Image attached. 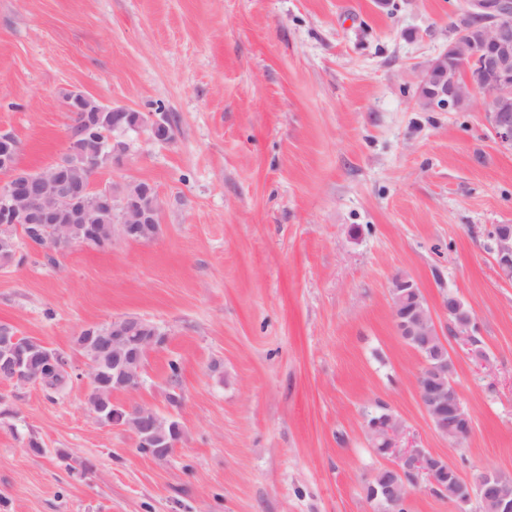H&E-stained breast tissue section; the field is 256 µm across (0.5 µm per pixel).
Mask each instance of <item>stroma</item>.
I'll return each instance as SVG.
<instances>
[{"label":"stroma","mask_w":512,"mask_h":512,"mask_svg":"<svg viewBox=\"0 0 512 512\" xmlns=\"http://www.w3.org/2000/svg\"><path fill=\"white\" fill-rule=\"evenodd\" d=\"M465 0H0V135L17 165L60 158L69 93L167 113L94 187L140 180L163 201L151 241L78 244L0 266V324L85 358L88 324L136 315L167 334L137 400L176 417L155 459L100 424L89 377L65 393L0 382V512H374L366 413L463 477L512 474V280L491 237L512 225V150L476 110L424 108L419 70ZM473 313L490 359L456 353L473 416L449 447L415 395L419 355L391 314L395 275ZM181 374L171 382L168 363ZM180 396L171 405L170 393ZM36 437L42 453L27 446Z\"/></svg>","instance_id":"stroma-1"}]
</instances>
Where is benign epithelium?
Instances as JSON below:
<instances>
[{"label":"benign epithelium","mask_w":512,"mask_h":512,"mask_svg":"<svg viewBox=\"0 0 512 512\" xmlns=\"http://www.w3.org/2000/svg\"><path fill=\"white\" fill-rule=\"evenodd\" d=\"M482 60L481 69L467 70L460 76L459 67ZM417 85L427 90V102L432 108L454 111L462 103L477 107L487 126L502 147L512 146V7L506 0H468L465 10L455 15L448 47L431 58L417 77ZM63 160H56L40 170L35 180L10 178L0 183V222L21 227L23 224H43L50 232V245L73 242V222L86 227V240L99 237H119L140 241L157 231L154 220L162 209V202L152 190L142 203L133 200L122 206L120 223L112 226L94 223L89 214L104 207H115L118 193L114 187L99 189V193L85 202L82 191L63 182L60 168ZM496 263L502 275L512 279V226L503 224L494 235ZM421 292L414 281L401 275L392 279L390 297L393 319L400 336H407L417 345L432 336L440 335L442 327L426 299L415 298L405 303L409 293ZM442 312L451 321V335L459 347L479 368L487 366V354L476 348L472 334L473 316L460 312L456 297L443 299ZM20 336L10 326H0V374L7 373L17 384L38 383L41 380L45 357L61 359V351L36 350L34 344L22 348ZM79 346L86 348L90 378L99 381L103 365L99 356L112 358V381L123 393L136 394L143 386V368L130 369L165 342V333L159 328L145 326L139 316H121L106 324H89L77 336ZM455 359L432 365L421 360L416 375L417 398L427 414L434 431L448 439L452 447L461 446L473 430V417L464 405L453 380ZM114 412L121 416L119 425L133 429L140 448L156 459H165L174 445L168 440L171 424L168 418L144 403L117 404ZM403 422L391 414L380 424H366L371 442L382 440L387 456L395 460L391 467L393 481L383 492L387 502L398 509L414 491L426 487L435 490L429 449L403 448L400 438ZM478 484L483 491L482 505L489 512H512V492L501 481L499 473L482 470L465 481Z\"/></svg>","instance_id":"7a95c632"}]
</instances>
